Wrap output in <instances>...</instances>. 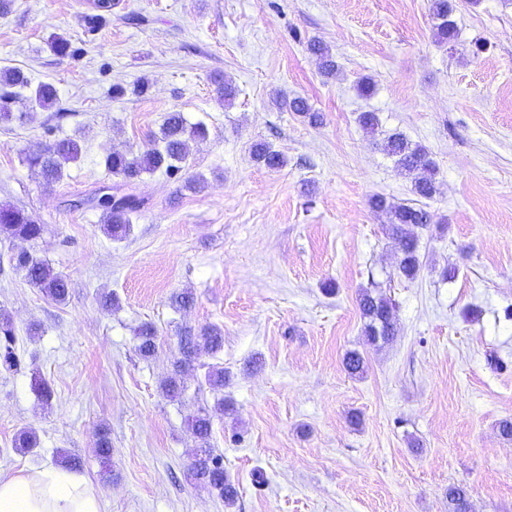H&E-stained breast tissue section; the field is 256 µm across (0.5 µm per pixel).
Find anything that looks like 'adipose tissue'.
<instances>
[{
  "mask_svg": "<svg viewBox=\"0 0 512 512\" xmlns=\"http://www.w3.org/2000/svg\"><path fill=\"white\" fill-rule=\"evenodd\" d=\"M0 512H105L100 494L60 466L0 473Z\"/></svg>",
  "mask_w": 512,
  "mask_h": 512,
  "instance_id": "ef3b65f1",
  "label": "adipose tissue"
}]
</instances>
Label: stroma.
I'll return each instance as SVG.
<instances>
[{"label": "stroma", "instance_id": "35a3bbf8", "mask_svg": "<svg viewBox=\"0 0 512 512\" xmlns=\"http://www.w3.org/2000/svg\"><path fill=\"white\" fill-rule=\"evenodd\" d=\"M113 2L93 29L91 0H14L0 14V69L58 90L55 107L19 98L25 120L0 123V204L45 226L32 244L0 235V316L20 359L0 367V472L70 455L106 512H448L452 484L468 489L472 512H512V441L498 431L512 417V0H454L448 44L435 40L428 0ZM55 35L74 55L50 50ZM314 39L331 48L335 76L308 52ZM298 96L321 125L276 105ZM174 111L208 136L190 143L179 174L144 177L148 205L112 240L79 201L112 183V150L146 148ZM367 111L378 134L358 122ZM394 131L437 171L436 222L418 232L412 280L369 206L376 194L418 201L381 147ZM65 137L81 157L46 183L24 157ZM260 141L286 165H257L249 148ZM199 177L205 188L189 189ZM23 248L68 277L66 302L10 269ZM365 289L395 303L394 343L363 344ZM182 291L194 303L178 310L170 298ZM104 292L116 306L100 304ZM145 322L157 329L148 360L135 338ZM208 325L224 348L201 354L170 401L160 383L180 334ZM354 349L360 378L343 367ZM214 363L230 375L221 391L204 381ZM200 409L234 506L189 475L185 418ZM101 424L106 464L92 451ZM22 429L38 439L25 454L13 447Z\"/></svg>", "mask_w": 512, "mask_h": 512}]
</instances>
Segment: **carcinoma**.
<instances>
[{"mask_svg": "<svg viewBox=\"0 0 512 512\" xmlns=\"http://www.w3.org/2000/svg\"><path fill=\"white\" fill-rule=\"evenodd\" d=\"M430 12L435 20V37L438 43H450L455 40L456 29L452 20L454 4L452 0H430ZM308 50L319 61L321 71L326 75H335L337 64L330 48L320 40L308 43ZM0 85L6 91L0 92V120L10 122L15 119L11 109V100L15 87H29L28 79L17 69L0 73ZM30 103L39 108H49L57 101V89L48 82L40 83L30 91ZM281 109L295 112L317 125L321 116L311 111L307 101L301 97L285 99ZM205 137L201 124H190L182 113L167 114L160 133L155 137L154 145L141 150H115L106 158V168L116 178L109 187L111 194L96 193L87 198L86 203L102 211L103 230L112 239L121 240L130 231V216L145 206V198L133 192L134 186L146 174L163 171L169 175L181 171V163L186 158L189 142ZM384 151L396 158L398 169L412 180L414 192L421 198L431 199L437 193L435 166L426 149L412 144L403 134L393 132L385 136ZM81 146L74 138H62L53 141L37 153L26 157L33 168L40 169L44 179L54 183L63 177L66 164L77 160ZM251 158L259 165L277 169L285 165L283 154L269 144L259 142L251 147ZM370 206L376 212L386 215L388 231L397 248L398 272L407 279H414L422 269L419 252V240L414 229L425 228L436 223V215L425 206L394 204L381 195L370 198ZM7 233L24 241L41 238L44 225L38 223L24 210L11 205H0V233ZM12 268L23 274L26 282L39 289L52 300L63 303L69 296V280L46 261L29 251H18L8 258ZM358 307L364 320L363 337L368 345L382 346L392 343L398 335L395 321V305L390 299L366 289L358 296ZM14 330L9 319L0 318V365L10 370L18 365L14 352ZM157 329L150 323L141 324L136 333L137 350L141 358L148 360L156 353ZM224 345V336L216 326L202 327L198 330L186 329L179 339V357L173 362V369L162 380V392L175 400L184 391L183 376L193 365L198 354L219 353ZM343 365L353 377H361L366 371L365 358L357 350L346 352ZM187 427L198 442L194 449L190 472L194 480L217 492L224 504L235 503L237 488L224 473L221 456L210 447L211 418L205 411H199L187 418ZM448 503L451 512H471V502L466 489L460 485L448 486Z\"/></svg>", "mask_w": 512, "mask_h": 512, "instance_id": "carcinoma-1", "label": "carcinoma"}]
</instances>
